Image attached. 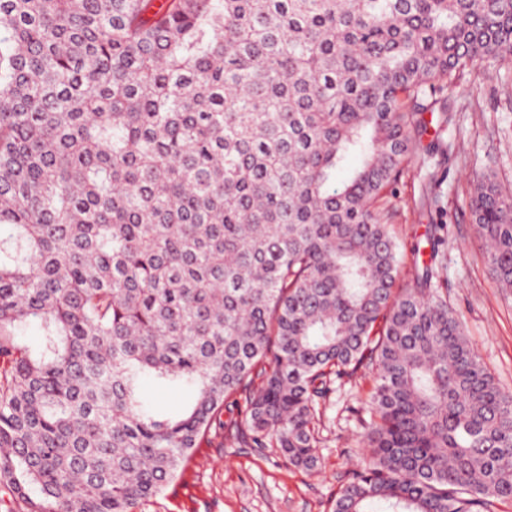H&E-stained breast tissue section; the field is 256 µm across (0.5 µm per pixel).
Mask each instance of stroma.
<instances>
[{"label":"stroma","mask_w":512,"mask_h":512,"mask_svg":"<svg viewBox=\"0 0 512 512\" xmlns=\"http://www.w3.org/2000/svg\"><path fill=\"white\" fill-rule=\"evenodd\" d=\"M507 70L479 72L451 93L455 121L446 135L453 153L413 161L387 198L404 254L400 285H417L416 266L431 265V285L448 300L488 371L512 392V289L499 287L472 224L468 190L474 174L493 173L512 192V81ZM439 248H432L433 238ZM371 376L336 385L320 408L319 470L287 466L279 449L255 448L226 436L236 417L227 403L218 424L172 482L139 512H330L349 473L366 454Z\"/></svg>","instance_id":"1"}]
</instances>
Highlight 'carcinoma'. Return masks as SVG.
<instances>
[{"label":"carcinoma","instance_id":"1","mask_svg":"<svg viewBox=\"0 0 512 512\" xmlns=\"http://www.w3.org/2000/svg\"><path fill=\"white\" fill-rule=\"evenodd\" d=\"M511 65L512 0H0L6 512H136L238 393L224 428L313 471L362 369L331 512L512 502V392L384 221L424 114ZM469 209L512 288V194L484 173ZM144 395L151 404L162 410L174 409L180 400L179 393L169 390L157 389L152 384L145 385Z\"/></svg>","mask_w":512,"mask_h":512}]
</instances>
